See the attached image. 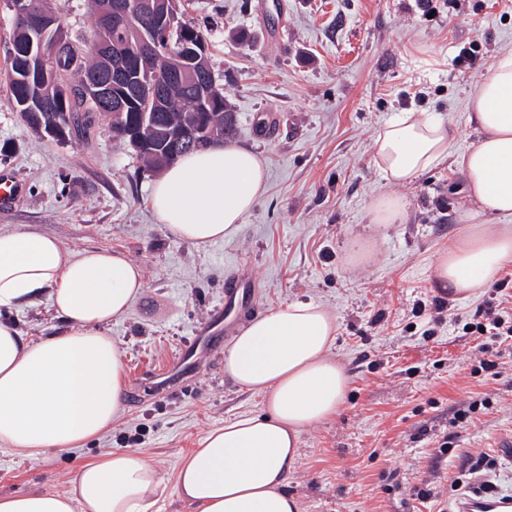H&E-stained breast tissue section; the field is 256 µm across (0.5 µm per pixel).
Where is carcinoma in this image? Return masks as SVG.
Instances as JSON below:
<instances>
[{"mask_svg":"<svg viewBox=\"0 0 512 512\" xmlns=\"http://www.w3.org/2000/svg\"><path fill=\"white\" fill-rule=\"evenodd\" d=\"M34 34L23 25H14L10 48L8 49L7 77L13 103L21 119L31 129L48 133V121L44 112L50 110L62 123L55 138L62 140L75 132H80L93 115L103 113L112 117L110 130L121 124L127 128L139 126L143 114L152 116L155 123L174 134L187 128L211 126L219 129L224 140L231 141L239 134L238 124L230 119L234 109L226 96L224 88L214 78L208 79L209 100H200L198 87L191 82H176L167 87L163 99L148 101L126 89L129 105L124 109L122 119L114 118L112 107L95 101L84 95L81 86L84 82H106L112 74V56L105 52H93L86 56L74 50L61 61L53 60L45 70L31 71L29 50ZM153 39L159 41V50L176 44L181 39L186 46L177 49V55L169 58L168 67L191 73L199 68L211 69L207 52V40L203 31L195 26L187 28L179 39L165 38L161 32ZM173 141L160 139L153 149L140 155L144 167L148 170L166 168L171 164L168 154Z\"/></svg>","mask_w":512,"mask_h":512,"instance_id":"1","label":"carcinoma"}]
</instances>
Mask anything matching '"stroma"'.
<instances>
[{"label":"stroma","instance_id":"35a3bbf8","mask_svg":"<svg viewBox=\"0 0 512 512\" xmlns=\"http://www.w3.org/2000/svg\"><path fill=\"white\" fill-rule=\"evenodd\" d=\"M80 46L95 30L89 0H47ZM205 30L215 79L238 118L237 145L268 168L265 196L231 238L205 247L158 224L148 204L151 173L113 138L100 115L89 134L63 141L35 132L15 111L6 81L13 16L0 2V171L21 179L25 197L0 210V228L33 229L65 247L124 253L143 274V293L110 334L124 353V412L82 448L37 462L0 446V494L60 492L80 464L115 449L147 454L172 478L179 456L207 431L258 412V396L224 374L219 338L176 393L146 368L199 340L224 304V281L248 270L254 286L242 322L291 302H312L337 319L331 349L350 384L336 415L300 435L301 457L286 489L303 512H443L454 463L432 457L436 433L459 402L491 396L493 406L458 427L461 452L498 455L512 432V346L497 377L474 375L477 340L465 328L489 292L449 301L451 322L422 333L436 256L465 227L471 202L454 162L475 143L465 100L500 49L512 46V0H183ZM247 31L249 40L238 39ZM477 64L458 68L460 51ZM402 112H433L456 127L449 161L397 189L403 224H374L370 205L389 187L374 141ZM373 248L351 265L354 243ZM431 435L417 439L420 427ZM436 488L424 502L414 488Z\"/></svg>","mask_w":512,"mask_h":512}]
</instances>
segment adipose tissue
Segmentation results:
<instances>
[{"mask_svg":"<svg viewBox=\"0 0 512 512\" xmlns=\"http://www.w3.org/2000/svg\"><path fill=\"white\" fill-rule=\"evenodd\" d=\"M478 134L457 159L476 207L465 232L437 256L436 280L475 296L512 264V47L498 52L466 101ZM454 130L442 118L403 113L378 133L374 162L392 192L370 207L375 224H401L396 192L448 158ZM267 189L248 148L215 144L178 159L150 187L157 221L177 238L207 246L237 234ZM501 222L486 232L482 219ZM143 290L139 267L108 249L74 252L35 230L0 228V308L46 304L61 329L33 342L0 320V444L36 462L49 450L83 447L105 435L124 409L123 352L107 327ZM336 317L313 303H289L254 319L224 352V373L258 395L262 409L225 422L182 455L173 480L134 449L82 464L61 493L0 495V512H152L176 497L191 512H301L285 484L302 430L336 414L349 376L331 347Z\"/></svg>","mask_w":512,"mask_h":512,"instance_id":"adipose-tissue-1","label":"adipose tissue"}]
</instances>
